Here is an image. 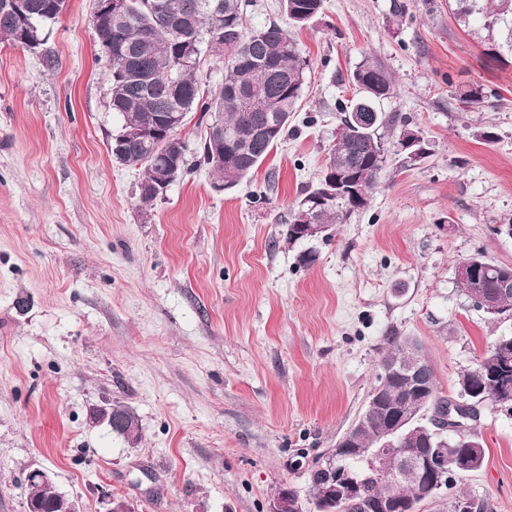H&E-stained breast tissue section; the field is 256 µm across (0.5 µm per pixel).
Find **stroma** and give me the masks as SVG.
<instances>
[{"instance_id": "1", "label": "stroma", "mask_w": 512, "mask_h": 512, "mask_svg": "<svg viewBox=\"0 0 512 512\" xmlns=\"http://www.w3.org/2000/svg\"><path fill=\"white\" fill-rule=\"evenodd\" d=\"M94 0H68L35 49L0 39V512H27V473L52 472L82 512H267L366 408L393 336H410L443 396L487 343L512 334L457 286L460 261L512 265V52L454 0H325L294 38L310 78L287 134L237 187L192 168L150 204L113 161L111 64ZM393 75L380 112L429 144L389 158L367 206L316 242L282 222L336 142L337 100L363 57ZM478 88L479 106L462 92ZM494 134L484 142L483 131ZM130 407L140 439L92 423ZM482 468L452 493L512 512V416L483 406Z\"/></svg>"}]
</instances>
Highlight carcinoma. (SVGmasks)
<instances>
[{
  "label": "carcinoma",
  "mask_w": 512,
  "mask_h": 512,
  "mask_svg": "<svg viewBox=\"0 0 512 512\" xmlns=\"http://www.w3.org/2000/svg\"><path fill=\"white\" fill-rule=\"evenodd\" d=\"M67 0H0V30L17 32L21 40L43 38V26L57 20ZM248 0H127L126 12L101 17L95 29L101 53L112 63L109 81L112 84L110 107L118 114L121 126L109 141L112 160L142 171L139 199L150 203L156 199L149 189L154 181V165L171 163V182L188 172V147L180 137L187 122L173 130L167 152L156 161L148 160L147 142L125 135L132 127L160 124L176 112H199L211 119L219 118L224 128V157H213L211 143L204 140L198 164L210 167L214 180L224 183V190L235 188L264 162L273 146L288 132V124L298 100L302 97L310 73V61L287 31L275 22L261 28L246 27ZM288 22L294 27L307 24L310 15H319L324 0H283ZM490 23L507 24L508 47L512 49V0H497L496 8L487 13ZM217 54L224 60V80L211 91H203L197 69L180 62L183 57ZM351 82L357 96L336 105L341 122L353 120V113L375 115L373 133L358 126L351 127L348 138L330 150L322 179L346 170L358 175L367 193H372L387 157L396 153V146L410 129L404 117L387 116L376 103L394 91L390 72L373 57H365L353 71ZM392 126L395 138L388 140L381 129ZM349 197L328 201L316 214L320 224H337L342 214L364 208ZM466 262L476 265L470 280L459 279L464 294L479 285L489 300L496 303V314L512 309V295L499 293V281L512 277V266L494 263L483 257ZM410 336H393L381 364L402 356ZM512 344V336H498L490 343L474 366L460 372L458 397L476 398L493 405L503 390L512 391V354L501 359L502 343ZM406 381L401 376L387 382L377 375L376 388L383 389L387 403L404 392ZM122 417L121 427L111 432L130 442L139 439V422L134 411L125 405H114ZM366 427L358 433V443L378 446L377 435L382 412L363 414ZM448 468L464 467V472L479 470L485 460V449L478 435L469 428L463 434L446 439ZM375 460L355 459L348 449L337 453L336 465L351 470L374 467ZM415 495V488L387 469L368 480L357 504H343L341 512H373L383 502L404 503ZM53 492L39 485L29 486L27 501L30 512H53Z\"/></svg>",
  "instance_id": "cac0c4a2"
}]
</instances>
